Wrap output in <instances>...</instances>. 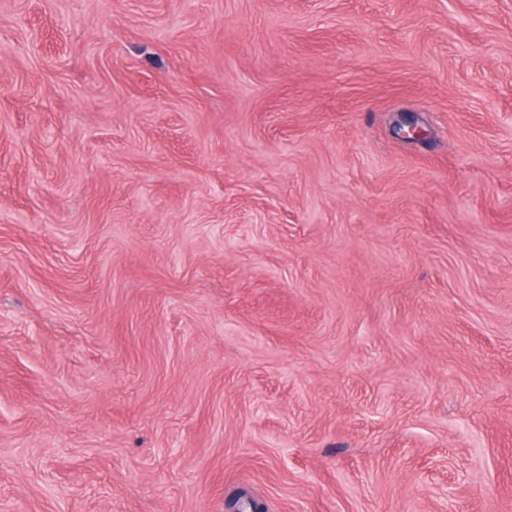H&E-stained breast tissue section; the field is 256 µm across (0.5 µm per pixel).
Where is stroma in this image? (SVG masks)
Returning <instances> with one entry per match:
<instances>
[{
    "label": "stroma",
    "mask_w": 512,
    "mask_h": 512,
    "mask_svg": "<svg viewBox=\"0 0 512 512\" xmlns=\"http://www.w3.org/2000/svg\"><path fill=\"white\" fill-rule=\"evenodd\" d=\"M240 496L512 512V0H0V512Z\"/></svg>",
    "instance_id": "35a3bbf8"
}]
</instances>
